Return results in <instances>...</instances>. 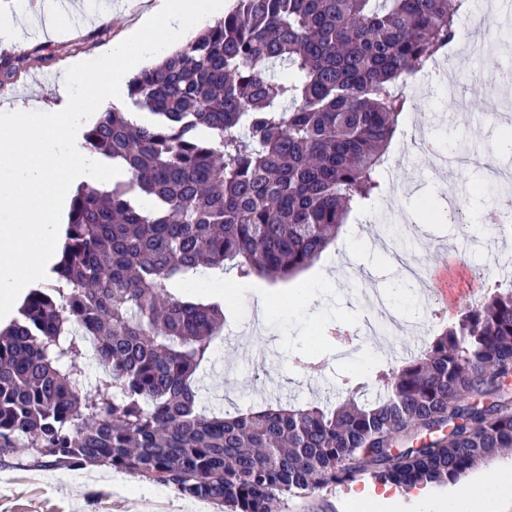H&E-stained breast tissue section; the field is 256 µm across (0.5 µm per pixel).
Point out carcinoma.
I'll use <instances>...</instances> for the list:
<instances>
[{
    "instance_id": "carcinoma-1",
    "label": "carcinoma",
    "mask_w": 512,
    "mask_h": 512,
    "mask_svg": "<svg viewBox=\"0 0 512 512\" xmlns=\"http://www.w3.org/2000/svg\"><path fill=\"white\" fill-rule=\"evenodd\" d=\"M235 2L129 79L139 123L106 106L86 132L125 177L77 188L53 282L0 329V458L30 448L225 512L364 477L455 484L512 449L511 287L381 368L370 398L221 416L197 403L224 298L191 289L201 267L292 278L336 241L380 190L401 84L457 41L463 0Z\"/></svg>"
}]
</instances>
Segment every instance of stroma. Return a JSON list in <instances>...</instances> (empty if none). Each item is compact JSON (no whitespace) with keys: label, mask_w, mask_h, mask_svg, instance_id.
Wrapping results in <instances>:
<instances>
[{"label":"stroma","mask_w":512,"mask_h":512,"mask_svg":"<svg viewBox=\"0 0 512 512\" xmlns=\"http://www.w3.org/2000/svg\"><path fill=\"white\" fill-rule=\"evenodd\" d=\"M112 17H95L89 29L75 34L51 31L30 40L18 34L0 41V59L13 58L19 65L13 78L0 83V112L14 111L35 101L51 108L59 101L58 78L76 63L96 57L99 50L121 38L137 19L138 0H119ZM465 36H478L477 45L449 47L437 66L439 75L416 74L403 87L410 105L402 115L398 134L403 140L399 159L389 161L384 174L386 188L404 190L403 208L418 210L421 197L443 201L444 187L457 184L466 208V232L427 220L417 223L428 242L420 252L424 264L456 243V262L448 275L449 303L417 298L405 306L408 322L423 325L413 337L401 326L387 328L379 336L353 335L342 344L331 340L332 330L347 331L363 317L373 315L375 303L361 287L363 278L384 283L397 276V263L388 261L371 240L378 235L381 207L354 210L346 220V235L338 237L327 253L341 257L353 253L340 292L327 293L311 307L285 300L269 325H261L248 303L258 278L240 282L239 293L226 300L230 333L218 338L212 357L200 373L201 402L209 409L232 413L268 404H304L325 399L338 403L353 393L371 396L379 389L377 369L405 358L410 345H425L442 326L466 307L478 302L494 275L512 278V266H494L497 258L512 257V237L498 235L489 221L501 211L506 195L500 186L484 185L482 192L470 183L482 179L483 167H497L496 149L505 124L507 93L482 95L478 79L512 66V0H471L459 14ZM468 141L471 154L482 166L465 175L436 170L431 142L442 153H454L460 141ZM53 467L34 464L31 451L18 449L0 459V512H222L221 507L191 499L173 489L109 468L98 469V478L79 477L60 482ZM373 483L363 480L330 486L288 497L278 512H354V495Z\"/></svg>","instance_id":"stroma-1"}]
</instances>
